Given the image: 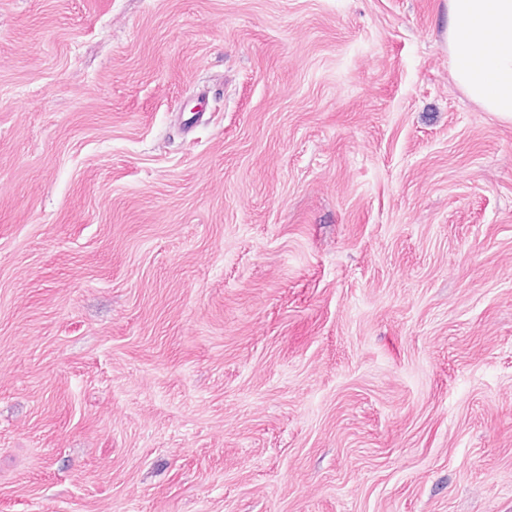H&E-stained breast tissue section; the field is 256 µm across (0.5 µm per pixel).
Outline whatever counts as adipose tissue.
Returning a JSON list of instances; mask_svg holds the SVG:
<instances>
[{
	"instance_id": "1",
	"label": "adipose tissue",
	"mask_w": 512,
	"mask_h": 512,
	"mask_svg": "<svg viewBox=\"0 0 512 512\" xmlns=\"http://www.w3.org/2000/svg\"><path fill=\"white\" fill-rule=\"evenodd\" d=\"M448 51L465 94L512 120V0H448Z\"/></svg>"
}]
</instances>
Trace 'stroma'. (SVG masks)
<instances>
[{
	"label": "stroma",
	"instance_id": "stroma-1",
	"mask_svg": "<svg viewBox=\"0 0 512 512\" xmlns=\"http://www.w3.org/2000/svg\"><path fill=\"white\" fill-rule=\"evenodd\" d=\"M448 0H0V512H512V121Z\"/></svg>",
	"mask_w": 512,
	"mask_h": 512
}]
</instances>
